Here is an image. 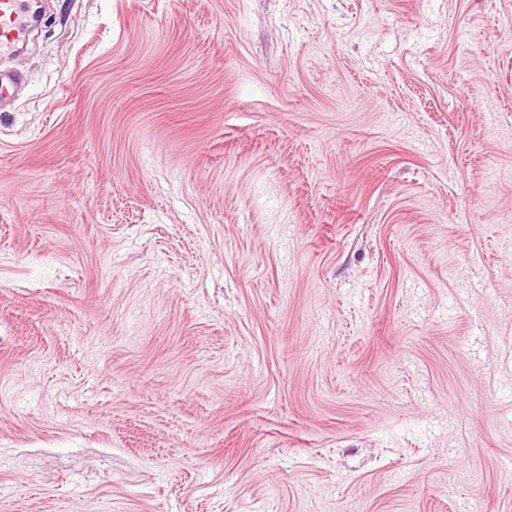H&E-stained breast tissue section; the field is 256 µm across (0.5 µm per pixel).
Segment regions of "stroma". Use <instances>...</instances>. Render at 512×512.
Segmentation results:
<instances>
[{"instance_id":"35a3bbf8","label":"stroma","mask_w":512,"mask_h":512,"mask_svg":"<svg viewBox=\"0 0 512 512\" xmlns=\"http://www.w3.org/2000/svg\"><path fill=\"white\" fill-rule=\"evenodd\" d=\"M41 4L0 512H512V0Z\"/></svg>"}]
</instances>
